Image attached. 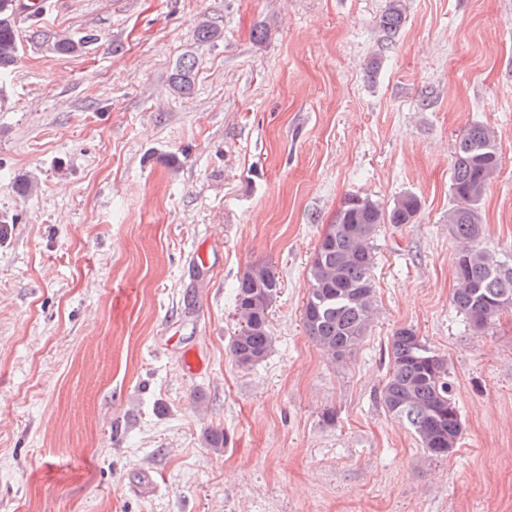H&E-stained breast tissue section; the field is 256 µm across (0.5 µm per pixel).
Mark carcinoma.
I'll use <instances>...</instances> for the list:
<instances>
[{
    "instance_id": "1",
    "label": "carcinoma",
    "mask_w": 512,
    "mask_h": 512,
    "mask_svg": "<svg viewBox=\"0 0 512 512\" xmlns=\"http://www.w3.org/2000/svg\"><path fill=\"white\" fill-rule=\"evenodd\" d=\"M18 0H0V77L11 74L19 59L16 19ZM402 0H389L379 18L388 38L404 24ZM93 40L85 35L59 38L60 55L79 51ZM196 61L183 58L172 77L180 94L192 90ZM500 169L495 132L475 123L456 142L450 190L455 205L448 210V230L463 243L454 259L457 288L453 305L469 326L482 330L512 308V263L480 246V204ZM417 196L405 193L384 207L367 195L352 194L319 239L309 265L310 288L303 307L305 332L327 355L341 359L364 341L374 314V239L384 224H412L420 211ZM280 283L270 266L257 263L243 271L236 288L240 327L230 341L237 366L251 368L274 347L270 313ZM390 366L380 387L386 413L413 433L432 457H446L459 445L463 419L448 379V359L429 351L415 330L403 327L392 336ZM229 442L222 429H211L205 443L215 454Z\"/></svg>"
}]
</instances>
